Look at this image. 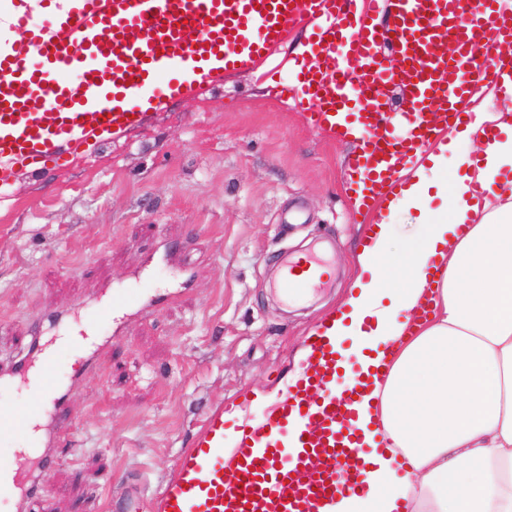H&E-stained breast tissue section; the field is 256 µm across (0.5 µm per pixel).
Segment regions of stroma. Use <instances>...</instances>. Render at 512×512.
<instances>
[{
    "instance_id": "35a3bbf8",
    "label": "stroma",
    "mask_w": 512,
    "mask_h": 512,
    "mask_svg": "<svg viewBox=\"0 0 512 512\" xmlns=\"http://www.w3.org/2000/svg\"><path fill=\"white\" fill-rule=\"evenodd\" d=\"M308 38L299 24L251 72L174 100L65 167L21 171L0 196V366L39 326L105 333L76 300L95 308L140 281L170 296L126 316L70 386L69 440L24 512H120L134 475L159 499L210 415L223 412L229 434L240 411L260 414L256 393L278 392L310 329L369 280L354 259L367 226L346 189L354 147L277 95ZM304 250L332 274L283 302L281 257ZM54 311L65 319L47 324Z\"/></svg>"
}]
</instances>
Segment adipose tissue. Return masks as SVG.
Segmentation results:
<instances>
[{"label":"adipose tissue","instance_id":"ef3b65f1","mask_svg":"<svg viewBox=\"0 0 512 512\" xmlns=\"http://www.w3.org/2000/svg\"><path fill=\"white\" fill-rule=\"evenodd\" d=\"M489 96L498 111L474 108L456 140L479 144L478 158H449L456 142L440 140L402 170V188L377 189L357 261L379 274L324 321L364 351L373 375L354 424L364 445L385 440L362 473L367 492L332 512H512V186L487 196L512 170L511 69ZM489 124L500 137L487 139ZM433 190L444 218L389 253L396 218L424 211Z\"/></svg>","mask_w":512,"mask_h":512}]
</instances>
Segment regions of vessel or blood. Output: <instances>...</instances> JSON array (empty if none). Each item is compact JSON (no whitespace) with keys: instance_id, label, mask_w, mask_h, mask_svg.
I'll list each match as a JSON object with an SVG mask.
<instances>
[{"instance_id":"1","label":"vessel or blood","mask_w":512,"mask_h":512,"mask_svg":"<svg viewBox=\"0 0 512 512\" xmlns=\"http://www.w3.org/2000/svg\"><path fill=\"white\" fill-rule=\"evenodd\" d=\"M24 0L11 25L19 33L0 51V189L19 168L61 166L89 141L141 123L148 109L174 96L254 69L287 38L302 15H313L310 49L295 58L280 95L293 100L314 128L341 142L358 141L348 163L349 191L370 200L392 178L394 166L417 164L441 121L461 126L463 102L497 69L486 39H512V10L501 0H68L65 18L31 22ZM393 7V27L377 18ZM390 39L404 65L393 71L377 55ZM448 41L454 54L438 56ZM400 85L412 109L387 113L385 89ZM326 277L309 254L287 260L278 286L284 297L305 296ZM161 302L147 286L113 292L103 311L140 312ZM308 366L260 418L243 415L238 431L224 435L214 414L206 432L185 449L156 512H331L338 495L364 492L360 480L368 449L350 423L368 393L367 374L343 376L335 343L307 337ZM34 336L26 356L0 368V385L42 370L35 409L0 405V439L15 442L36 408L49 410L39 442L54 447L69 430L67 392L55 374V357ZM48 464L17 449L0 458V501L20 503L36 494L33 476Z\"/></svg>"}]
</instances>
